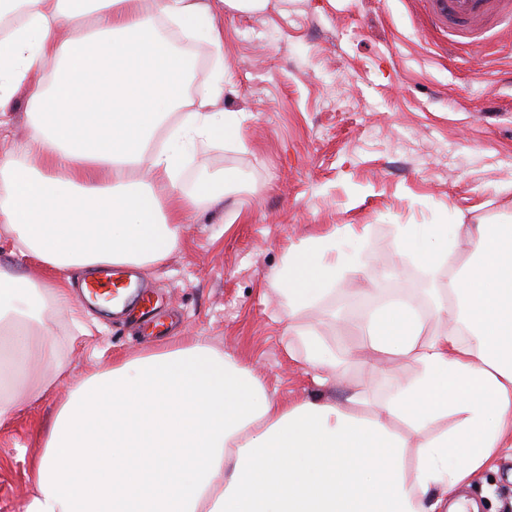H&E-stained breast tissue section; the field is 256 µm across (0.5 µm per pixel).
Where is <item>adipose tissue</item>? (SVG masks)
Listing matches in <instances>:
<instances>
[{"instance_id":"ef3b65f1","label":"adipose tissue","mask_w":512,"mask_h":512,"mask_svg":"<svg viewBox=\"0 0 512 512\" xmlns=\"http://www.w3.org/2000/svg\"><path fill=\"white\" fill-rule=\"evenodd\" d=\"M269 0H0V116L28 77L54 66L29 98L32 133L0 160V231L12 253L56 273L44 281L0 264V426L57 385L63 366L51 316L85 310L73 274L146 268L180 245V226L219 184L184 193L178 173L199 140L237 130L213 111L169 121L188 58L157 19L220 52L224 11ZM162 148L153 143L162 130ZM416 262L439 266L456 247L447 225L410 231ZM470 260L448 272L446 331L431 335L415 301L375 308L367 345L413 365L369 417L328 398L272 400L257 374L203 340L113 362L68 387L30 460L27 512H448V496L512 449V225L475 224ZM336 238L289 248L272 277L289 313L336 281ZM323 380L342 361L322 336L295 331ZM402 431H395L394 423ZM415 449L405 466V449Z\"/></svg>"}]
</instances>
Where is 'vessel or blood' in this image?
I'll return each instance as SVG.
<instances>
[{"instance_id":"vessel-or-blood-1","label":"vessel or blood","mask_w":512,"mask_h":512,"mask_svg":"<svg viewBox=\"0 0 512 512\" xmlns=\"http://www.w3.org/2000/svg\"><path fill=\"white\" fill-rule=\"evenodd\" d=\"M430 23L446 31L453 43L482 40L485 33L500 26L512 28V0H425ZM131 281L125 271L106 270L87 283L85 300H110L113 306L125 304Z\"/></svg>"}]
</instances>
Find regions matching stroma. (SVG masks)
<instances>
[{"label": "stroma", "instance_id": "35a3bbf8", "mask_svg": "<svg viewBox=\"0 0 512 512\" xmlns=\"http://www.w3.org/2000/svg\"><path fill=\"white\" fill-rule=\"evenodd\" d=\"M193 57L179 113L195 111L216 74V111L236 115L238 137L200 142L179 174L192 193L224 176V200L200 203L181 244L160 265L133 270L140 290L161 301L176 324L162 343L198 339L234 353L281 403L354 388L382 402L412 367L364 362L356 322L385 301L418 295L403 224L457 225L452 265L472 250L471 224H512V33L478 45L449 46L423 0H270L260 13L224 12V45ZM22 85L11 102L0 159L30 134ZM335 234L340 265L332 290L288 315L271 275L288 247ZM451 265V266H452ZM84 330L59 315L54 337L66 358L62 387L0 428V512H25L37 426L61 402L65 385L147 353L138 323L87 306ZM317 329L344 362L322 386L302 357H290L293 331ZM479 512H512V450L464 484Z\"/></svg>", "mask_w": 512, "mask_h": 512}]
</instances>
